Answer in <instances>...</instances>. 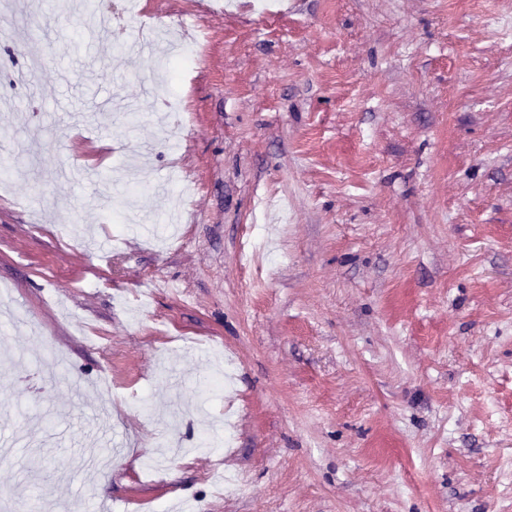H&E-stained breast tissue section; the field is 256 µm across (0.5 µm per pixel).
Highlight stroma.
Returning a JSON list of instances; mask_svg holds the SVG:
<instances>
[{"instance_id": "obj_1", "label": "stroma", "mask_w": 512, "mask_h": 512, "mask_svg": "<svg viewBox=\"0 0 512 512\" xmlns=\"http://www.w3.org/2000/svg\"><path fill=\"white\" fill-rule=\"evenodd\" d=\"M138 2L0 0V495L512 512V0Z\"/></svg>"}]
</instances>
